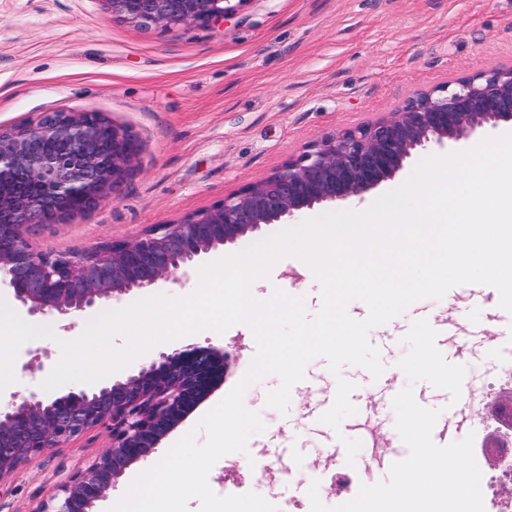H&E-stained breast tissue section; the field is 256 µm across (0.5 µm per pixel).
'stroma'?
I'll use <instances>...</instances> for the list:
<instances>
[{"instance_id":"1","label":"stroma","mask_w":512,"mask_h":512,"mask_svg":"<svg viewBox=\"0 0 512 512\" xmlns=\"http://www.w3.org/2000/svg\"><path fill=\"white\" fill-rule=\"evenodd\" d=\"M512 63V0H248L239 13L209 27L136 25L113 16L104 0H0V127L56 111L98 113L129 127L140 151L118 199L101 201L67 224L36 228L31 240L53 252L90 250L108 239H130L211 207L280 167L321 136L371 122L412 94L497 64ZM303 298L308 315L321 308V285L299 259L277 262L255 293L274 289ZM419 319L436 330V346L452 364L464 363L466 385L487 384L488 367L512 352V314L490 286L451 288L423 299L369 333L384 371L362 366L332 373L324 357L311 360L291 389L287 413L267 407L280 380L251 384L243 402L265 429L246 452L220 458L208 476L220 496L254 490L278 512H311L310 486L334 507L353 499L335 476L355 485L387 480V466H349L344 439H361L364 425L392 434L394 397L408 386L398 366L402 339ZM196 346L232 352L223 379L161 441L175 445L242 379L256 343L242 325L224 333L193 334ZM42 368L23 372L37 352ZM61 356L57 343H24L14 362L16 397L41 393ZM354 383V406L370 414L339 428L318 420L336 396L339 379ZM416 402L440 409L435 444L457 436L448 421L458 406L448 391L426 381L412 385ZM109 444L103 430L33 457L0 490V512H33L63 477L93 461ZM270 472L256 486L253 459Z\"/></svg>"}]
</instances>
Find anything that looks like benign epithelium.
<instances>
[{
  "mask_svg": "<svg viewBox=\"0 0 512 512\" xmlns=\"http://www.w3.org/2000/svg\"><path fill=\"white\" fill-rule=\"evenodd\" d=\"M112 14L156 27L209 26L248 0H104ZM512 125V66L498 65L417 92L374 122L328 134L267 176L131 240H107L90 252L57 254L30 240L36 226L65 224L106 198L116 199L134 172L139 142L112 123L103 144L83 112H52L0 129V276L31 314L66 317L103 300L160 282H178L204 255L269 224H286L325 203L359 197L394 178L420 151L445 149ZM234 361L193 347L142 365L95 390L55 398L31 393L0 406V489L36 455L103 429L110 444L86 468L67 475L32 512H93L131 464L157 452ZM491 455L506 466L512 414L498 413Z\"/></svg>",
  "mask_w": 512,
  "mask_h": 512,
  "instance_id": "obj_1",
  "label": "benign epithelium"
}]
</instances>
